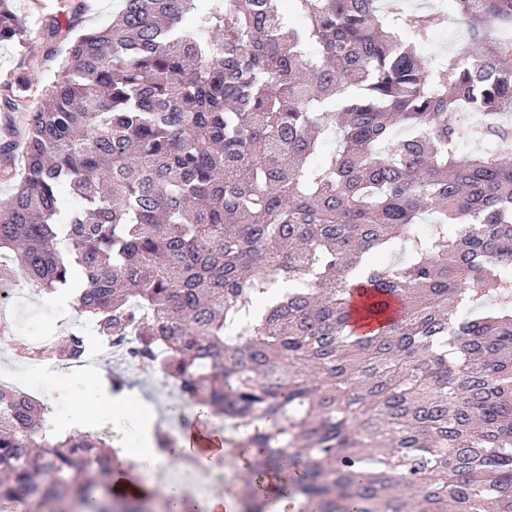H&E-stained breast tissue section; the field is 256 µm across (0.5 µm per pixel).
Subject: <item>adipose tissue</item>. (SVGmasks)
<instances>
[{"mask_svg":"<svg viewBox=\"0 0 512 512\" xmlns=\"http://www.w3.org/2000/svg\"><path fill=\"white\" fill-rule=\"evenodd\" d=\"M52 390L66 392L72 398L69 405L56 409L54 419L58 427L69 433L87 430L94 413L109 410L125 416L138 411L137 434L132 445L121 447L117 453L115 475L117 488L137 495L141 491H161L171 512H191L196 502L198 487L204 485L206 472L212 462L222 456V449L193 450L186 434L176 437L173 454H156L154 418L149 403L135 389L115 397L98 380L80 373L58 372L49 381ZM136 463L139 481L126 479L129 463ZM204 512H238V501L233 491L206 495L200 502Z\"/></svg>","mask_w":512,"mask_h":512,"instance_id":"obj_1","label":"adipose tissue"}]
</instances>
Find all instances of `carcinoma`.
<instances>
[{
	"mask_svg": "<svg viewBox=\"0 0 512 512\" xmlns=\"http://www.w3.org/2000/svg\"><path fill=\"white\" fill-rule=\"evenodd\" d=\"M382 2L121 0L4 128L0 292L21 276L109 344L137 337V363L234 421L227 456L287 468L312 512H512V50L488 36L512 0ZM447 15L462 60L432 65ZM29 36L0 0V42ZM27 85L1 82L0 109ZM466 137L497 149L460 157ZM47 354L81 360V327ZM48 413L0 386V501L143 512L107 481L112 447Z\"/></svg>",
	"mask_w": 512,
	"mask_h": 512,
	"instance_id": "obj_1",
	"label": "carcinoma"
}]
</instances>
